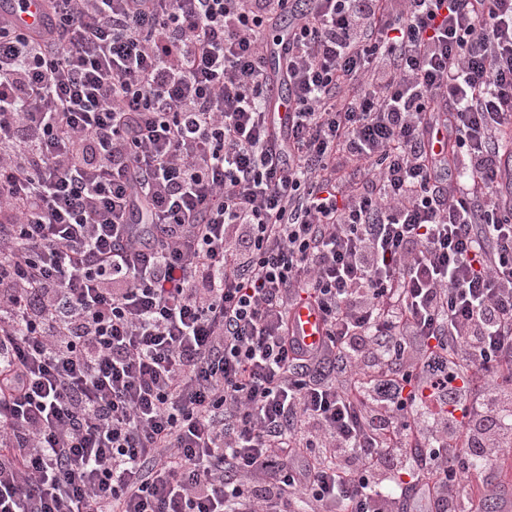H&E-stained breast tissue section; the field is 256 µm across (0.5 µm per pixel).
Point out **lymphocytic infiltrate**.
Segmentation results:
<instances>
[{
	"instance_id": "obj_1",
	"label": "lymphocytic infiltrate",
	"mask_w": 512,
	"mask_h": 512,
	"mask_svg": "<svg viewBox=\"0 0 512 512\" xmlns=\"http://www.w3.org/2000/svg\"><path fill=\"white\" fill-rule=\"evenodd\" d=\"M44 2L0 20V512H481L512 0ZM0 15L13 24L21 27L33 24H41L45 21L43 16V6L38 0H26L19 3L12 0L11 2H2L0 4ZM291 327L305 346L316 344L324 334V324L318 311L299 306L292 312Z\"/></svg>"
}]
</instances>
